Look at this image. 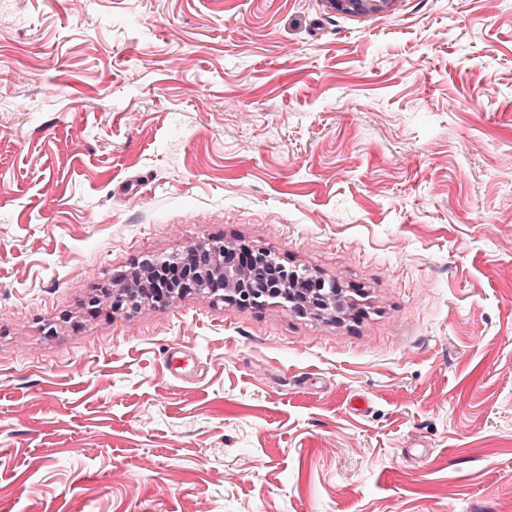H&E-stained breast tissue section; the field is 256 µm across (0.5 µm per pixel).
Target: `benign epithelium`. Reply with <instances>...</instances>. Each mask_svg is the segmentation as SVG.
<instances>
[{"label": "benign epithelium", "mask_w": 512, "mask_h": 512, "mask_svg": "<svg viewBox=\"0 0 512 512\" xmlns=\"http://www.w3.org/2000/svg\"><path fill=\"white\" fill-rule=\"evenodd\" d=\"M392 0H330L334 9L359 12L367 5L390 3ZM237 249L234 242L215 239L192 244L167 256L151 257L140 263L138 270L112 280V309L129 310L140 299L152 305H165L188 290L214 296L221 302L240 307L262 308L271 303H286L288 286H294L297 302L291 307L302 313H313L312 290H322L327 298L336 296V281L326 280L305 267H288L264 249L255 251L254 260L240 266L225 260V255ZM166 268L184 272L180 284L172 291L153 293L150 280Z\"/></svg>", "instance_id": "7a95c632"}]
</instances>
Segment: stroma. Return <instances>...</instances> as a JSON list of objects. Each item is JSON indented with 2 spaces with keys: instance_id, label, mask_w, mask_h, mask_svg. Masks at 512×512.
<instances>
[{
  "instance_id": "35a3bbf8",
  "label": "stroma",
  "mask_w": 512,
  "mask_h": 512,
  "mask_svg": "<svg viewBox=\"0 0 512 512\" xmlns=\"http://www.w3.org/2000/svg\"><path fill=\"white\" fill-rule=\"evenodd\" d=\"M0 10V512H512V0ZM217 238L359 304L89 309Z\"/></svg>"
}]
</instances>
